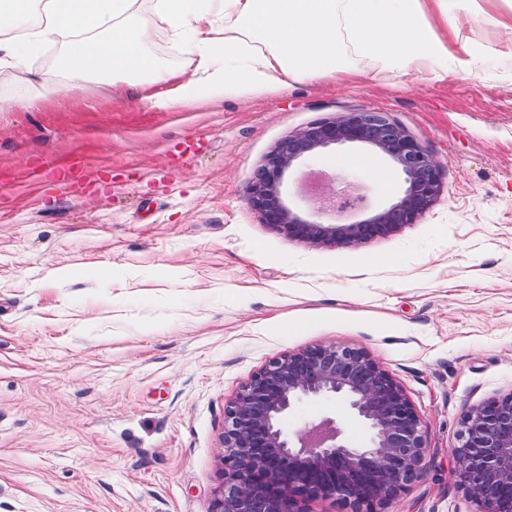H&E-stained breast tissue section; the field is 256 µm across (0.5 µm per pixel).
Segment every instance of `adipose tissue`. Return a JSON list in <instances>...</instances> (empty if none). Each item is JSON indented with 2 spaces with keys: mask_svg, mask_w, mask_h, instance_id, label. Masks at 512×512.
I'll list each match as a JSON object with an SVG mask.
<instances>
[{
  "mask_svg": "<svg viewBox=\"0 0 512 512\" xmlns=\"http://www.w3.org/2000/svg\"><path fill=\"white\" fill-rule=\"evenodd\" d=\"M470 0H0V70L27 79L29 60L44 45L63 41L59 74L74 80H115L145 74L171 83L150 96L153 108L242 93L288 90L292 82L342 72V50L397 70L415 69L443 80L449 71L468 76L479 55L455 56L436 19L452 4ZM40 20L11 38L23 18ZM160 25L189 56V74L160 69L142 51L148 25Z\"/></svg>",
  "mask_w": 512,
  "mask_h": 512,
  "instance_id": "adipose-tissue-1",
  "label": "adipose tissue"
}]
</instances>
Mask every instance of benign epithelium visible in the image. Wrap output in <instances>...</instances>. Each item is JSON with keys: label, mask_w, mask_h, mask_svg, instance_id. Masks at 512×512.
<instances>
[{"label": "benign epithelium", "mask_w": 512, "mask_h": 512, "mask_svg": "<svg viewBox=\"0 0 512 512\" xmlns=\"http://www.w3.org/2000/svg\"><path fill=\"white\" fill-rule=\"evenodd\" d=\"M359 146L397 167L403 185L373 207L352 186L325 178L302 213L286 191L305 158ZM440 167L406 128L377 111L345 112L280 140L247 187L262 223L312 245L356 247L415 224L436 203ZM362 215L359 220L350 217ZM305 398L343 401L366 427L361 445L330 418L290 432L286 420ZM221 483L208 512H311L340 497L356 512H378L422 474L426 447L419 416L399 382L361 348L329 343L284 353L246 383L224 411ZM458 486L478 512H512V393L469 407L454 449Z\"/></svg>", "instance_id": "obj_1"}]
</instances>
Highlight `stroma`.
<instances>
[{"label": "stroma", "mask_w": 512, "mask_h": 512, "mask_svg": "<svg viewBox=\"0 0 512 512\" xmlns=\"http://www.w3.org/2000/svg\"><path fill=\"white\" fill-rule=\"evenodd\" d=\"M505 7L482 0L455 50L472 76L388 71L344 48L346 75L281 93L150 106L169 84L60 78L65 45L0 79V512H208L220 484L224 409L273 358L319 344L365 349L422 422L420 478L384 512H476L453 476L464 411L512 393V49ZM387 113L432 153L442 188L418 223L357 247H314L264 224L246 189L275 144L343 112ZM312 173L385 202L400 173L343 165ZM88 166L73 192L60 167ZM342 402L306 399L296 429Z\"/></svg>", "instance_id": "1"}]
</instances>
